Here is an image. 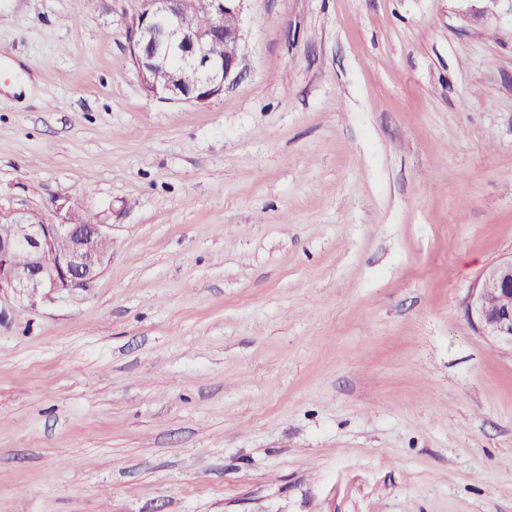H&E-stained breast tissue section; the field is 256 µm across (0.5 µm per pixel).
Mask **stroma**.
<instances>
[{"mask_svg":"<svg viewBox=\"0 0 512 512\" xmlns=\"http://www.w3.org/2000/svg\"><path fill=\"white\" fill-rule=\"evenodd\" d=\"M242 0L241 75L148 95L140 0H0V213L111 224L0 297V512H512V0ZM483 336L512 346V255L488 267L467 305Z\"/></svg>","mask_w":512,"mask_h":512,"instance_id":"35a3bbf8","label":"stroma"}]
</instances>
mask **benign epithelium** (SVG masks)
<instances>
[{
    "label": "benign epithelium",
    "mask_w": 512,
    "mask_h": 512,
    "mask_svg": "<svg viewBox=\"0 0 512 512\" xmlns=\"http://www.w3.org/2000/svg\"><path fill=\"white\" fill-rule=\"evenodd\" d=\"M241 0H142L129 26V53L145 91L162 100L202 103L224 93L238 76ZM202 11L207 27L189 30L183 19ZM224 39V57L212 43ZM59 222L34 212L0 217V296L30 302L40 294L79 288L95 279L112 253L110 225L83 224L71 204ZM483 336L512 346V256L488 267L467 305Z\"/></svg>",
    "instance_id": "obj_1"
}]
</instances>
